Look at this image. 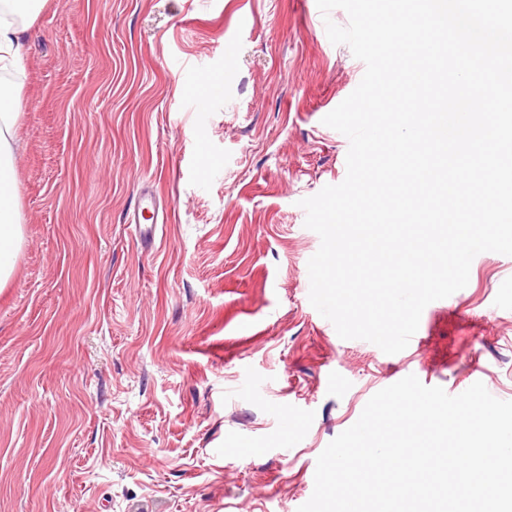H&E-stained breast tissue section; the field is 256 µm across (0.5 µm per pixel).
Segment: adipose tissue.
Segmentation results:
<instances>
[{"instance_id": "ef3b65f1", "label": "adipose tissue", "mask_w": 512, "mask_h": 512, "mask_svg": "<svg viewBox=\"0 0 512 512\" xmlns=\"http://www.w3.org/2000/svg\"><path fill=\"white\" fill-rule=\"evenodd\" d=\"M46 0H0V288L10 280L23 238L16 202V127L20 93L12 75L21 72L27 55V33Z\"/></svg>"}]
</instances>
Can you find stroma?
Instances as JSON below:
<instances>
[{"instance_id":"1","label":"stroma","mask_w":512,"mask_h":512,"mask_svg":"<svg viewBox=\"0 0 512 512\" xmlns=\"http://www.w3.org/2000/svg\"><path fill=\"white\" fill-rule=\"evenodd\" d=\"M329 20L348 16L47 0L14 78L0 512H297L321 452L402 378L512 401V256L478 254L393 355L309 302L320 238L299 202L344 180L323 119L364 75ZM147 185L166 210L150 248L127 224Z\"/></svg>"}]
</instances>
